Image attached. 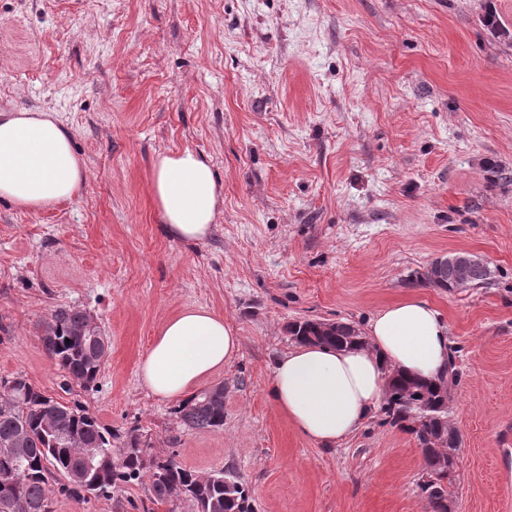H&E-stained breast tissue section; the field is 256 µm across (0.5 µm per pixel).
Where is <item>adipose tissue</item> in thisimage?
<instances>
[{"instance_id":"obj_1","label":"adipose tissue","mask_w":512,"mask_h":512,"mask_svg":"<svg viewBox=\"0 0 512 512\" xmlns=\"http://www.w3.org/2000/svg\"><path fill=\"white\" fill-rule=\"evenodd\" d=\"M85 179L71 132L54 113L0 111V199L24 212L41 211L72 200ZM150 184L168 237L200 242L214 233L224 188L208 158L189 148L157 154ZM239 349L240 338L223 317L189 308L164 320L140 365V377L152 394L183 400ZM448 353V325L440 312L408 296L377 312L362 344L306 343L282 354L273 367L270 394L299 432L333 446L367 421L392 373L422 380L444 377Z\"/></svg>"}]
</instances>
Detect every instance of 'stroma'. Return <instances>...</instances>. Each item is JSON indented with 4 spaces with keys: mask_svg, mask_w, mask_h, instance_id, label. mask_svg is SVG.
Instances as JSON below:
<instances>
[{
    "mask_svg": "<svg viewBox=\"0 0 512 512\" xmlns=\"http://www.w3.org/2000/svg\"><path fill=\"white\" fill-rule=\"evenodd\" d=\"M17 108L63 120L86 180L49 210L0 201V379L230 473L255 512H427L411 432L378 411L326 448L269 393L290 323L362 330L415 295L458 349L448 492L458 512H512V0H0V109ZM184 148L224 187L194 244L164 233L149 191L153 156ZM453 251L493 281H413ZM61 307L110 340L91 387L62 389L42 347ZM198 307L241 338L199 384L224 387L218 431L186 429L139 377L163 321ZM51 512L190 508L135 483L109 501L53 495Z\"/></svg>",
    "mask_w": 512,
    "mask_h": 512,
    "instance_id": "obj_1",
    "label": "stroma"
}]
</instances>
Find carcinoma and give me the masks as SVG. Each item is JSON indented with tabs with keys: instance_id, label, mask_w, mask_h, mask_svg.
<instances>
[{
	"instance_id": "carcinoma-1",
	"label": "carcinoma",
	"mask_w": 512,
	"mask_h": 512,
	"mask_svg": "<svg viewBox=\"0 0 512 512\" xmlns=\"http://www.w3.org/2000/svg\"><path fill=\"white\" fill-rule=\"evenodd\" d=\"M288 333L297 343L318 342L348 348L360 343L358 331L346 323L295 321ZM42 345L64 371V389L88 387L101 370L99 340L88 329L85 312L59 308L51 315ZM448 381L425 382L399 375L392 379L381 411L386 421L409 427L422 450L425 468L418 484L431 512H443L448 486L457 467L444 465V451L430 448L432 439L453 431L439 417L448 416ZM173 413L188 429L218 431L224 427V397L219 388L202 390L183 400ZM98 452L95 467L85 469L87 450ZM64 482L50 487L48 474ZM147 481L153 501L179 497L192 512H254L252 496L240 481L213 472L201 476L185 468L175 455H160L131 429L114 433L78 406L61 403L22 376L0 380V512H51L50 496L87 501L110 500L129 483Z\"/></svg>"
}]
</instances>
